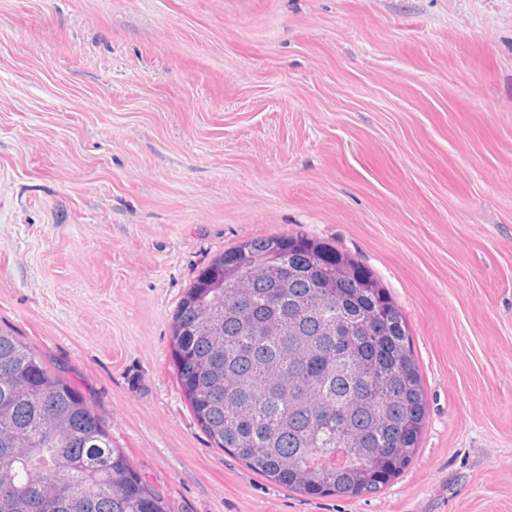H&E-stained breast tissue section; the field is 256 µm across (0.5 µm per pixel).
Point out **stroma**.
Wrapping results in <instances>:
<instances>
[{
	"label": "stroma",
	"mask_w": 512,
	"mask_h": 512,
	"mask_svg": "<svg viewBox=\"0 0 512 512\" xmlns=\"http://www.w3.org/2000/svg\"><path fill=\"white\" fill-rule=\"evenodd\" d=\"M358 258L427 402L375 495L216 448L171 325L211 259ZM0 325L171 512H512V0H0Z\"/></svg>",
	"instance_id": "1"
}]
</instances>
